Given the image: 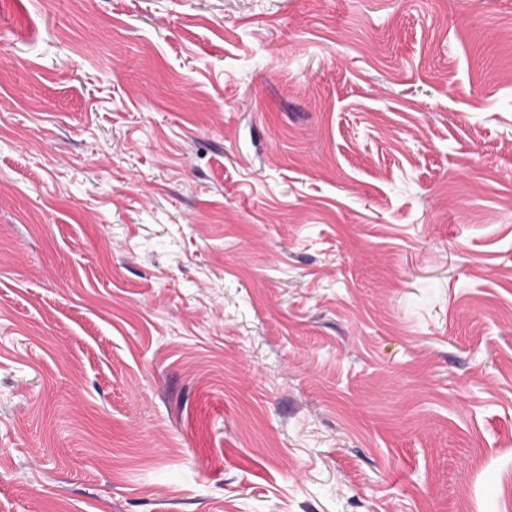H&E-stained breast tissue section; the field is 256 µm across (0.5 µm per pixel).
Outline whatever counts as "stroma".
Returning <instances> with one entry per match:
<instances>
[{
	"instance_id": "stroma-1",
	"label": "stroma",
	"mask_w": 512,
	"mask_h": 512,
	"mask_svg": "<svg viewBox=\"0 0 512 512\" xmlns=\"http://www.w3.org/2000/svg\"><path fill=\"white\" fill-rule=\"evenodd\" d=\"M512 512V0H0V512Z\"/></svg>"
}]
</instances>
